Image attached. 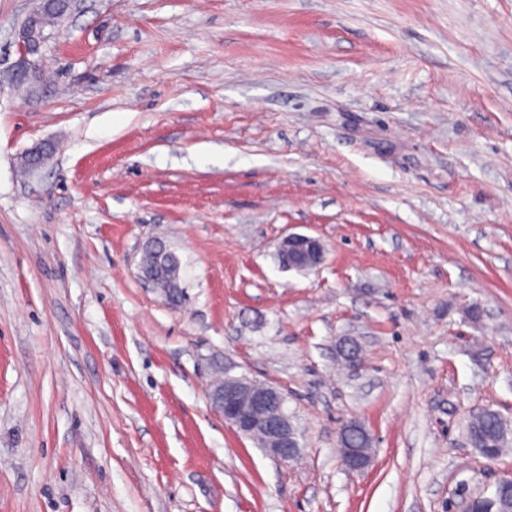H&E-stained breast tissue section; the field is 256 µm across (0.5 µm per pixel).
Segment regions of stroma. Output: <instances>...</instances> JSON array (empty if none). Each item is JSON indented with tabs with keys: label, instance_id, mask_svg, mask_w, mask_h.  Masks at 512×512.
Returning a JSON list of instances; mask_svg holds the SVG:
<instances>
[{
	"label": "stroma",
	"instance_id": "35a3bbf8",
	"mask_svg": "<svg viewBox=\"0 0 512 512\" xmlns=\"http://www.w3.org/2000/svg\"><path fill=\"white\" fill-rule=\"evenodd\" d=\"M34 7L0 0L1 71ZM45 35L43 95L0 86V512H463L512 476L465 432L512 423V0H75ZM218 364L281 389L297 461L225 425ZM279 250L288 254L287 261L285 256L278 252L279 263L285 269H288L289 262L301 263L311 260L314 267L311 270H316L323 264L326 253L320 239L302 234H290L285 237ZM145 264L152 269L153 284L172 303L181 302L184 294L180 284V263L165 244L162 249L145 254ZM154 268V270H153ZM359 424L354 421L351 422L347 427L348 429H353L357 427ZM346 428V429H347ZM346 429H343L340 435V456L342 465L351 472H362L366 468L369 467L372 457L371 454L367 452L366 448H371L372 446V438L367 430L361 425L360 430L356 431H347L349 432L348 437L351 442L360 447V448H352L351 443L347 439L345 435Z\"/></svg>",
	"mask_w": 512,
	"mask_h": 512
}]
</instances>
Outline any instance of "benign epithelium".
Wrapping results in <instances>:
<instances>
[{
    "instance_id": "obj_1",
    "label": "benign epithelium",
    "mask_w": 512,
    "mask_h": 512,
    "mask_svg": "<svg viewBox=\"0 0 512 512\" xmlns=\"http://www.w3.org/2000/svg\"><path fill=\"white\" fill-rule=\"evenodd\" d=\"M27 25L18 30L17 59L8 75L15 87L26 82L41 54L45 42L42 17L39 10L31 12ZM280 250L288 254V261L313 262L319 268L325 260V247L320 239L302 234L285 237ZM213 408L224 416V422L238 433L250 438H261L264 452L274 460L287 464L301 452L299 432L285 408V396L275 386L246 377L224 375V386L210 390ZM342 465L351 472H362L369 467L372 457L365 448H353L347 436L340 435Z\"/></svg>"
}]
</instances>
